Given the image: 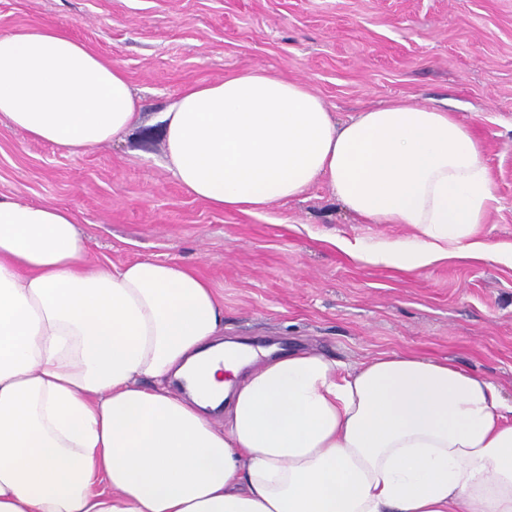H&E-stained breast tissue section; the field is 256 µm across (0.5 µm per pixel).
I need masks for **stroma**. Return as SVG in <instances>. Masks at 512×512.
<instances>
[{"label": "stroma", "instance_id": "obj_1", "mask_svg": "<svg viewBox=\"0 0 512 512\" xmlns=\"http://www.w3.org/2000/svg\"><path fill=\"white\" fill-rule=\"evenodd\" d=\"M51 24L122 68L140 103L121 138L68 155L0 115V195L69 208L93 264L174 261L224 300V336L312 349L349 371L382 353L448 359L512 400V267L448 258L359 265L364 224L319 181L259 215L215 209L167 164L162 117L187 86L262 67L339 121L372 106L449 107L481 139L495 200L474 238L512 244V0H0V34Z\"/></svg>", "mask_w": 512, "mask_h": 512}]
</instances>
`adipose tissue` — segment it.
<instances>
[{"label": "adipose tissue", "mask_w": 512, "mask_h": 512, "mask_svg": "<svg viewBox=\"0 0 512 512\" xmlns=\"http://www.w3.org/2000/svg\"><path fill=\"white\" fill-rule=\"evenodd\" d=\"M0 114L78 154L139 115L123 70L52 25L0 35ZM168 166L195 198L259 214L326 181L411 240L340 239L423 269L473 240L494 199L483 144L451 112L390 103L333 120L264 68L186 87ZM64 207L0 196V512H512V402L447 361L316 351L250 366L188 266L90 267Z\"/></svg>", "instance_id": "1"}]
</instances>
